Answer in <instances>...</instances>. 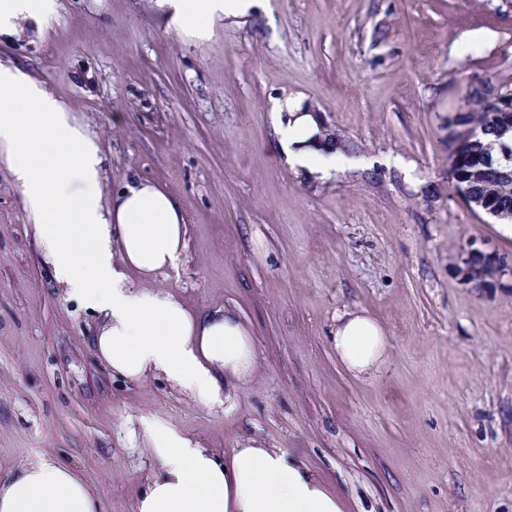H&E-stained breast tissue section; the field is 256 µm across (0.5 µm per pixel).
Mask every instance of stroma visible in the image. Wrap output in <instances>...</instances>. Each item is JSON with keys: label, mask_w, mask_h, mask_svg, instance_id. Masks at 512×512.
<instances>
[{"label": "stroma", "mask_w": 512, "mask_h": 512, "mask_svg": "<svg viewBox=\"0 0 512 512\" xmlns=\"http://www.w3.org/2000/svg\"><path fill=\"white\" fill-rule=\"evenodd\" d=\"M0 62L99 142L105 195L140 178L180 202L176 266L128 286L233 311L258 355L211 405L114 376L100 314L57 281L0 160L1 482L45 455L99 512H134L156 422L218 456L288 450L343 512H512V275L480 294L458 274L473 244L512 266V230L464 203L446 129L470 83H512V0H267L203 38L156 0H58ZM294 97L350 144L331 178L277 151L270 107ZM350 311L388 343L363 376L332 343Z\"/></svg>", "instance_id": "obj_1"}]
</instances>
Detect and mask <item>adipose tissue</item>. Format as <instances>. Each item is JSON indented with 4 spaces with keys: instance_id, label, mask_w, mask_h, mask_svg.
<instances>
[{
    "instance_id": "obj_1",
    "label": "adipose tissue",
    "mask_w": 512,
    "mask_h": 512,
    "mask_svg": "<svg viewBox=\"0 0 512 512\" xmlns=\"http://www.w3.org/2000/svg\"><path fill=\"white\" fill-rule=\"evenodd\" d=\"M175 28L205 35L216 19L234 22L262 0H159ZM57 0H0V35L20 22L43 25ZM277 150L289 169L323 179L348 165L325 135L321 117L302 102L274 101ZM0 159L24 200L46 261L71 297L102 316L94 341L118 376L166 375L196 401L219 399L221 375L248 378L254 344L236 316L192 315L170 293L131 288L125 268L152 275L175 266L185 246L179 201L155 183L133 180L104 204L102 150L70 108L25 68L0 63ZM336 355L348 370L384 363L386 337L363 312L339 316ZM160 471L139 493L135 512H342L336 497L288 452L242 442L224 457L176 431L148 425ZM0 512H99L89 486L67 466L43 457L0 482Z\"/></svg>"
}]
</instances>
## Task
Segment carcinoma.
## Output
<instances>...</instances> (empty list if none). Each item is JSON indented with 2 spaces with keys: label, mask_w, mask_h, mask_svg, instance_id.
Here are the masks:
<instances>
[{
  "label": "carcinoma",
  "mask_w": 512,
  "mask_h": 512,
  "mask_svg": "<svg viewBox=\"0 0 512 512\" xmlns=\"http://www.w3.org/2000/svg\"><path fill=\"white\" fill-rule=\"evenodd\" d=\"M469 124L484 128L479 147L457 138V148L448 157V174L456 187L487 202V209L512 218V112L497 114L484 102L471 101Z\"/></svg>",
  "instance_id": "carcinoma-1"
}]
</instances>
